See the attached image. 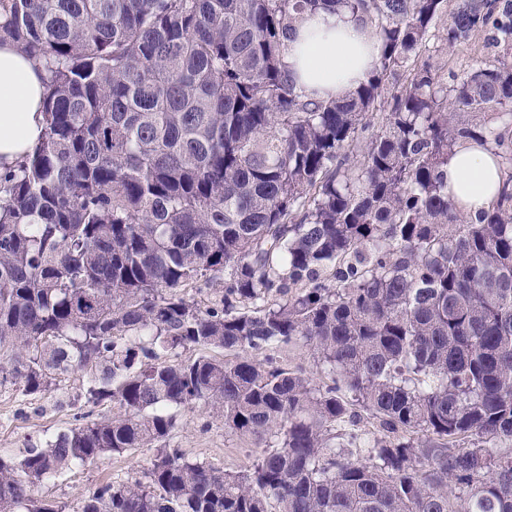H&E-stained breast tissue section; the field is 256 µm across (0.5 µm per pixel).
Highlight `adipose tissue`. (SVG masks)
I'll list each match as a JSON object with an SVG mask.
<instances>
[{
	"instance_id": "obj_1",
	"label": "adipose tissue",
	"mask_w": 512,
	"mask_h": 512,
	"mask_svg": "<svg viewBox=\"0 0 512 512\" xmlns=\"http://www.w3.org/2000/svg\"><path fill=\"white\" fill-rule=\"evenodd\" d=\"M379 54L374 34L349 15L323 13L299 22L286 62L298 84L321 97H342L371 74ZM44 72L14 46H0V166L30 153L45 131ZM503 173L487 150L466 143L448 162V189L471 213L488 208Z\"/></svg>"
}]
</instances>
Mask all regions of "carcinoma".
Returning <instances> with one entry per match:
<instances>
[{
    "label": "carcinoma",
    "instance_id": "cac0c4a2",
    "mask_svg": "<svg viewBox=\"0 0 512 512\" xmlns=\"http://www.w3.org/2000/svg\"><path fill=\"white\" fill-rule=\"evenodd\" d=\"M340 10L381 52L317 98L288 42ZM447 14L494 47L449 81L418 62ZM3 42L46 126L0 168V385L90 366L124 413L0 457V512H62L36 488L140 448L72 512H512V0H0ZM467 142L504 170L476 215ZM293 342L324 381L255 357ZM197 406L275 443L194 459L170 408ZM502 179L497 159L473 144L460 145L448 161V190L472 214L488 208L497 196Z\"/></svg>",
    "mask_w": 512,
    "mask_h": 512
}]
</instances>
